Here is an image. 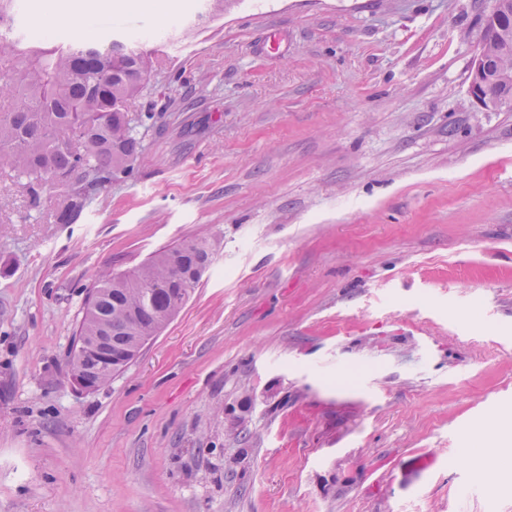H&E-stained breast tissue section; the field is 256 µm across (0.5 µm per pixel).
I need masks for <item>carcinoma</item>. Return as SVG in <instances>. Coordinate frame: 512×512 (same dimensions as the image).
<instances>
[{
  "label": "carcinoma",
  "mask_w": 512,
  "mask_h": 512,
  "mask_svg": "<svg viewBox=\"0 0 512 512\" xmlns=\"http://www.w3.org/2000/svg\"><path fill=\"white\" fill-rule=\"evenodd\" d=\"M150 60L123 40L49 45L18 71L20 85L0 87V166L26 180L32 204L53 186L67 198L59 220L73 219L92 187L126 173L137 158L133 102ZM216 248L206 239L163 248L133 271L101 274L93 290L112 289L98 309L120 328L131 318L140 332L165 325L195 291Z\"/></svg>",
  "instance_id": "carcinoma-1"
}]
</instances>
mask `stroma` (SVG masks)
Masks as SVG:
<instances>
[{
  "mask_svg": "<svg viewBox=\"0 0 512 512\" xmlns=\"http://www.w3.org/2000/svg\"><path fill=\"white\" fill-rule=\"evenodd\" d=\"M487 6L112 0L55 26L154 64L141 156L73 223L0 169V512H512V112L468 93ZM46 7L0 44L41 46ZM195 237L218 248L182 310L73 388L98 276Z\"/></svg>",
  "mask_w": 512,
  "mask_h": 512,
  "instance_id": "35a3bbf8",
  "label": "stroma"
}]
</instances>
